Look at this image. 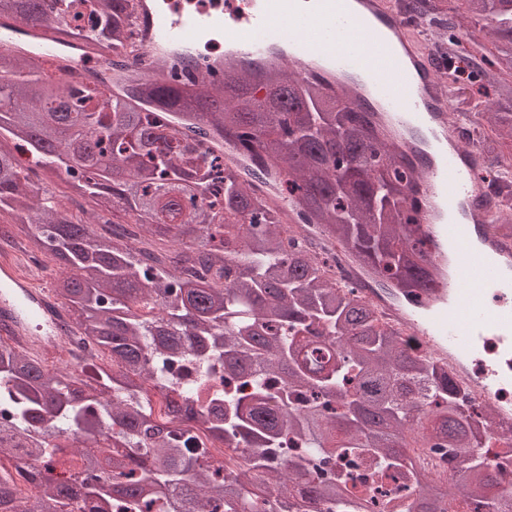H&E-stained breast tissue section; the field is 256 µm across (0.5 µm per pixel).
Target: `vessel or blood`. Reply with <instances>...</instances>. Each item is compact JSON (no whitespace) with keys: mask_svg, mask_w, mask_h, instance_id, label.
Wrapping results in <instances>:
<instances>
[{"mask_svg":"<svg viewBox=\"0 0 512 512\" xmlns=\"http://www.w3.org/2000/svg\"><path fill=\"white\" fill-rule=\"evenodd\" d=\"M382 20L400 30L405 42L397 47L371 21H358L353 0H315L301 11L296 0H251L249 11L237 0H224L220 11L137 15L144 40V59L152 61L162 45H192L206 32L223 29L224 43L250 60H262L272 43L293 45L286 59L297 77L320 83L349 104L357 95L343 74L362 76L377 105L375 116L385 143L401 146L394 130H427L439 125L453 137L452 151L436 156L420 169L411 196L426 233L452 251L455 268L450 280H437L411 311L392 305L369 289L366 298L413 329L424 349L447 361L457 378L469 379L468 361L480 355L488 337H495L512 355V300L503 289L500 255L512 256V243L498 238L497 213L476 172L483 155L460 135L466 121L456 113L454 97L430 64L425 47L413 36L404 16L389 0H373ZM62 310L51 292L35 287L8 258L0 259V336L31 354L50 351L66 328ZM473 392L494 405V420L512 430V414L497 405L500 389L512 386V370L490 371L470 381Z\"/></svg>","mask_w":512,"mask_h":512,"instance_id":"obj_1","label":"vessel or blood"}]
</instances>
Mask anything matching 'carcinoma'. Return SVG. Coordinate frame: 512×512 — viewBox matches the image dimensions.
<instances>
[{
  "label": "carcinoma",
  "instance_id": "obj_1",
  "mask_svg": "<svg viewBox=\"0 0 512 512\" xmlns=\"http://www.w3.org/2000/svg\"><path fill=\"white\" fill-rule=\"evenodd\" d=\"M415 2L430 24L448 12V0ZM463 2L461 30L437 42L460 59L464 21H488L491 48L455 83L493 90L490 141L512 157V0ZM134 3L0 0V28L112 52L110 78L51 80L38 51L0 49V238L23 234L52 258V291L97 348L59 369L0 339V456L27 447L42 486L25 502L0 479V512H512L481 446L491 409L470 410L448 363L381 321L370 284L333 270L339 248L382 289L431 287L430 242L408 207L416 169L367 113L286 67L260 87L204 63L186 76L131 69ZM22 142L42 175L25 173ZM486 188L511 241L512 181L497 172ZM198 431L242 462L212 464ZM394 474L407 492L387 499Z\"/></svg>",
  "mask_w": 512,
  "mask_h": 512
}]
</instances>
